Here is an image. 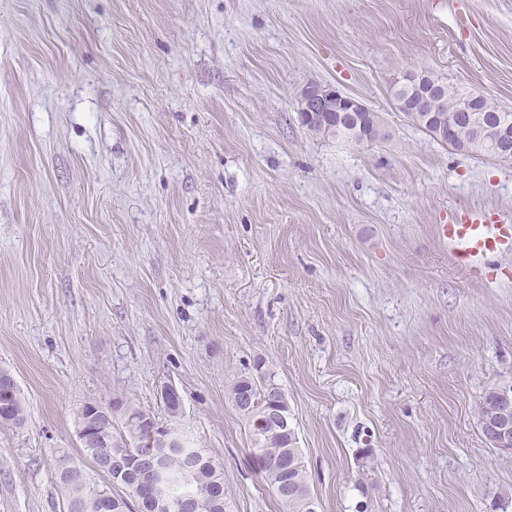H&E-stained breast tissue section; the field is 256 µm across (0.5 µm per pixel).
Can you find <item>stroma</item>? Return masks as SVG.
<instances>
[{"mask_svg": "<svg viewBox=\"0 0 512 512\" xmlns=\"http://www.w3.org/2000/svg\"><path fill=\"white\" fill-rule=\"evenodd\" d=\"M429 70L512 112V0H0V512H63L76 414L113 396L224 468V512H286L228 387L263 364L318 512H502L512 451L481 433L512 386V256L461 267L437 227L512 220V161L399 112ZM338 87L387 138L311 133ZM24 409L25 400L17 384L11 396L3 400V405L0 397V424L21 425L25 419Z\"/></svg>", "mask_w": 512, "mask_h": 512, "instance_id": "obj_1", "label": "stroma"}]
</instances>
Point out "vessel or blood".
I'll list each match as a JSON object with an SVG mask.
<instances>
[{
	"instance_id": "b4317fda",
	"label": "vessel or blood",
	"mask_w": 512,
	"mask_h": 512,
	"mask_svg": "<svg viewBox=\"0 0 512 512\" xmlns=\"http://www.w3.org/2000/svg\"><path fill=\"white\" fill-rule=\"evenodd\" d=\"M437 233L439 239L456 246V260L462 266L479 256L512 252V224H491L481 214L464 223L452 220L438 225Z\"/></svg>"
}]
</instances>
